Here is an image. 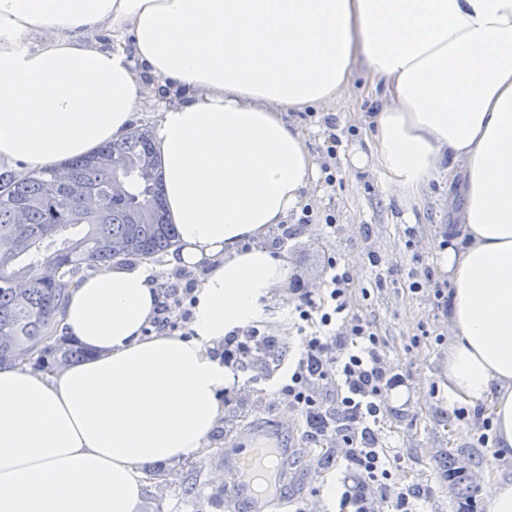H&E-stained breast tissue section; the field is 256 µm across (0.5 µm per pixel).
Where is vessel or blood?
Listing matches in <instances>:
<instances>
[{
  "instance_id": "b4317fda",
  "label": "vessel or blood",
  "mask_w": 512,
  "mask_h": 512,
  "mask_svg": "<svg viewBox=\"0 0 512 512\" xmlns=\"http://www.w3.org/2000/svg\"><path fill=\"white\" fill-rule=\"evenodd\" d=\"M288 450L279 435L241 442L225 454L228 479L220 497L226 512H277L282 497V464Z\"/></svg>"
}]
</instances>
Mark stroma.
Here are the masks:
<instances>
[{
	"label": "stroma",
	"mask_w": 512,
	"mask_h": 512,
	"mask_svg": "<svg viewBox=\"0 0 512 512\" xmlns=\"http://www.w3.org/2000/svg\"><path fill=\"white\" fill-rule=\"evenodd\" d=\"M363 76L340 103L319 108L315 116L292 113V120L308 134L309 150L329 166L335 183L323 184L306 206L314 223H300L291 216L299 233L285 252L287 274L264 298L255 323L274 336L280 348L296 345L299 337L289 312L294 307V284L319 293L329 277L328 258L337 256L349 267L353 279L351 306L371 320L385 344L389 365L409 379L400 401L385 404L384 433L396 463L390 469L392 487L422 486L421 512H488V490L494 482L512 481V458L497 449L482 447L477 434L486 421L482 405L452 401L445 384L448 350L453 342L448 313L438 308L436 285L445 284L439 262L447 248H460L450 226L451 211L461 197H450L447 185L431 183L423 204L417 205L401 191L385 183L372 164L355 168L351 159L367 151L366 139L378 102L362 90ZM337 119L326 125L325 117ZM335 214L339 227L327 238L317 220ZM416 229L412 247H405L406 226ZM381 259L380 268L368 262L370 253ZM387 276V285L374 287L376 271ZM434 271L433 281L420 292H411L410 275ZM285 369L269 365L264 355L253 358L251 380H235L226 388L224 416L197 458L169 463L164 475L144 496L139 512H215L212 490L224 469L225 449L244 438L280 432L289 450L288 477L283 483L285 502L281 512H330L327 482L338 477L334 466H323L319 450L308 447L300 413L274 389ZM464 465L469 495L458 494L449 473Z\"/></svg>",
	"instance_id": "1"
}]
</instances>
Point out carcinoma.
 <instances>
[{"mask_svg": "<svg viewBox=\"0 0 512 512\" xmlns=\"http://www.w3.org/2000/svg\"><path fill=\"white\" fill-rule=\"evenodd\" d=\"M67 187L54 172L0 173V363L21 352L39 355L45 369L82 350L55 343L69 291L87 271L118 259L152 260L177 246L166 218L162 163L152 130L134 126L118 140L65 164ZM115 177L129 194L114 200ZM86 194L94 210L80 204Z\"/></svg>", "mask_w": 512, "mask_h": 512, "instance_id": "carcinoma-1", "label": "carcinoma"}]
</instances>
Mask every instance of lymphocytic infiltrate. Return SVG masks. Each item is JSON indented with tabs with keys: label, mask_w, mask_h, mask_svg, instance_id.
I'll return each mask as SVG.
<instances>
[{
	"label": "lymphocytic infiltrate",
	"mask_w": 512,
	"mask_h": 512,
	"mask_svg": "<svg viewBox=\"0 0 512 512\" xmlns=\"http://www.w3.org/2000/svg\"><path fill=\"white\" fill-rule=\"evenodd\" d=\"M331 274L320 297L295 288L294 307L299 342L289 355H277L288 366L279 388L305 417L310 445L341 440L336 453L344 490L338 512H378L379 503H394L397 512H415L423 490L387 486L390 459L384 454V407L388 392L406 382L403 373L386 365L385 346L371 321L353 312L352 281L339 259L329 261ZM270 339L255 326L234 332L220 353L226 367L247 370L252 356ZM336 386V402L323 404L315 389Z\"/></svg>",
	"instance_id": "lymphocytic-infiltrate-1"
}]
</instances>
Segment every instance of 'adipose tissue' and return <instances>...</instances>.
<instances>
[{"label":"adipose tissue","mask_w":512,"mask_h":512,"mask_svg":"<svg viewBox=\"0 0 512 512\" xmlns=\"http://www.w3.org/2000/svg\"><path fill=\"white\" fill-rule=\"evenodd\" d=\"M359 67L381 106L354 166L414 199L460 181L448 392L489 410L512 457V0H0V162L61 168L164 97L168 265L202 272L190 337L146 335L161 269L119 265L70 292L62 328L87 359L0 365V512H136L145 463L204 449L231 381L213 349L284 279L262 239L317 186L286 115L342 98Z\"/></svg>","instance_id":"ef3b65f1"}]
</instances>
